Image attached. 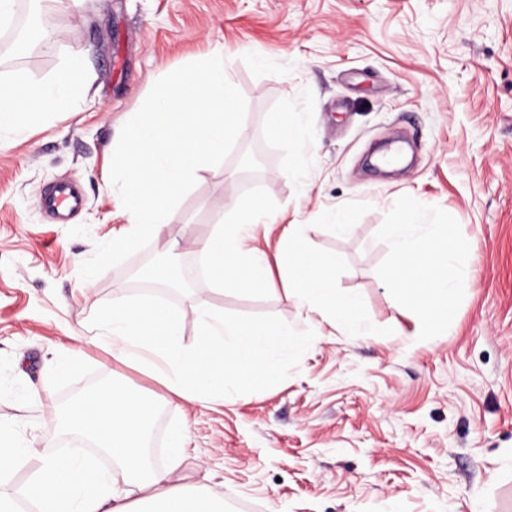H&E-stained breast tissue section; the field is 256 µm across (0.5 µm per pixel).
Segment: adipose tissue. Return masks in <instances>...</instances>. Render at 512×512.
Returning a JSON list of instances; mask_svg holds the SVG:
<instances>
[{
	"mask_svg": "<svg viewBox=\"0 0 512 512\" xmlns=\"http://www.w3.org/2000/svg\"><path fill=\"white\" fill-rule=\"evenodd\" d=\"M79 57L68 59L49 81L19 80L0 84V139L23 135L53 114L67 109L84 84ZM414 203L391 227L392 247L400 264L392 294L419 319L420 333L435 336L454 315L462 290L472 287L471 273L459 266L462 244L447 225H416ZM269 215L260 202L241 205L220 217L211 236L191 239L203 268L217 286L231 284L251 291L269 286L272 268H279L296 303L348 335L366 327L356 295L336 286L340 257L308 250L304 227L284 228L275 260L250 247V227ZM149 404L132 391L111 385L78 397L64 410L66 429L85 434L104 448L119 466L110 473L80 454L41 456L39 468L20 496L0 493V512H224V496L205 485L184 482L178 469L184 457L185 430L172 426L169 463L150 462L145 452Z\"/></svg>",
	"mask_w": 512,
	"mask_h": 512,
	"instance_id": "1",
	"label": "adipose tissue"
}]
</instances>
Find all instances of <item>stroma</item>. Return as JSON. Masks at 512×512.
<instances>
[{"label":"stroma","instance_id":"1","mask_svg":"<svg viewBox=\"0 0 512 512\" xmlns=\"http://www.w3.org/2000/svg\"><path fill=\"white\" fill-rule=\"evenodd\" d=\"M53 25L47 51L0 60V77L47 81L77 55L89 74L69 111L0 145V421L40 455L82 448L55 409L117 381L162 412L159 453L186 425L182 476L223 490L232 512H512V0H80ZM216 46L247 100L244 135L147 248L83 282L95 243L126 224L110 144L165 72ZM285 111L302 145L268 136ZM61 180L79 183L84 204L55 223L40 197ZM409 199L417 223L465 242L476 276L443 336L418 335L391 294L389 229ZM251 201L276 218L251 230L267 256L287 224L305 225L312 251L341 255L337 286L359 297L369 336L307 319L281 280L243 292L202 276L169 291L180 311L204 301L314 330L288 379L191 403L95 344L94 307L140 290L129 264L198 262L187 238ZM67 347L79 354L60 378Z\"/></svg>","mask_w":512,"mask_h":512}]
</instances>
